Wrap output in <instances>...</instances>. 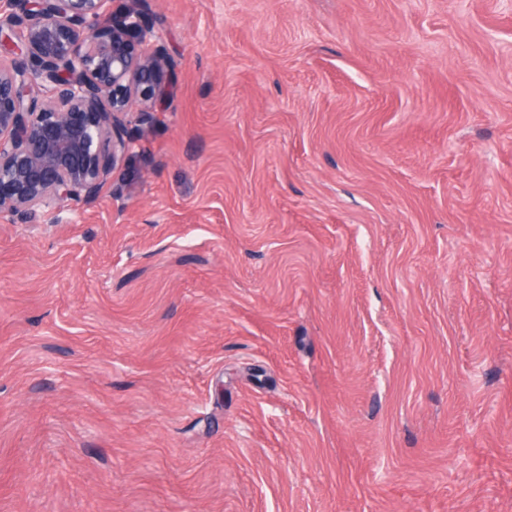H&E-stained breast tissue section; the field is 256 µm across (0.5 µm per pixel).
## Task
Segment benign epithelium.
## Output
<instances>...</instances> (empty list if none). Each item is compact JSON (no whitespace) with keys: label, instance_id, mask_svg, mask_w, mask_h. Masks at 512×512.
<instances>
[{"label":"benign epithelium","instance_id":"obj_1","mask_svg":"<svg viewBox=\"0 0 512 512\" xmlns=\"http://www.w3.org/2000/svg\"><path fill=\"white\" fill-rule=\"evenodd\" d=\"M0 0V212L33 219L96 199L167 102L175 63L137 5Z\"/></svg>","mask_w":512,"mask_h":512}]
</instances>
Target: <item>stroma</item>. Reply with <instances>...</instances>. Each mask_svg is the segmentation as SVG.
<instances>
[{
  "label": "stroma",
  "mask_w": 512,
  "mask_h": 512,
  "mask_svg": "<svg viewBox=\"0 0 512 512\" xmlns=\"http://www.w3.org/2000/svg\"><path fill=\"white\" fill-rule=\"evenodd\" d=\"M140 2L169 105L0 213V512H512V10Z\"/></svg>",
  "instance_id": "35a3bbf8"
}]
</instances>
